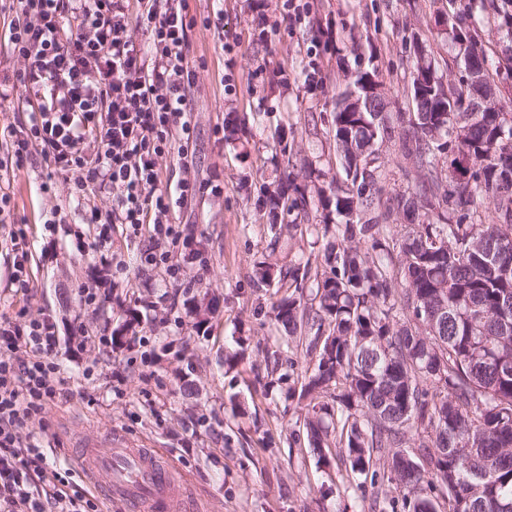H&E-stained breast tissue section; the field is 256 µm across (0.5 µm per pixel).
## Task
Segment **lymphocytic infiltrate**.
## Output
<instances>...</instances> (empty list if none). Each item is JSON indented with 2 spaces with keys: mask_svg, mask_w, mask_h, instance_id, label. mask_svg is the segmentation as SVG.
Listing matches in <instances>:
<instances>
[{
  "mask_svg": "<svg viewBox=\"0 0 512 512\" xmlns=\"http://www.w3.org/2000/svg\"><path fill=\"white\" fill-rule=\"evenodd\" d=\"M6 27L0 49L21 64L30 114L27 125L0 129L11 158L20 164L40 154L69 175L78 199L111 195V208H90L99 243L113 225L135 232L153 225L155 245L144 261L176 272L166 243L192 239L168 215L205 192L194 181L164 184L158 169L159 158L187 151L193 138L197 71L187 48L195 23L185 0H12ZM140 31L148 35L143 46ZM19 342L27 361L0 357V512H98L91 500L69 495L65 476L19 437L62 385L52 323L21 324L1 313L0 349Z\"/></svg>",
  "mask_w": 512,
  "mask_h": 512,
  "instance_id": "lymphocytic-infiltrate-1",
  "label": "lymphocytic infiltrate"
}]
</instances>
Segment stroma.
<instances>
[{"instance_id":"35a3bbf8","label":"stroma","mask_w":512,"mask_h":512,"mask_svg":"<svg viewBox=\"0 0 512 512\" xmlns=\"http://www.w3.org/2000/svg\"><path fill=\"white\" fill-rule=\"evenodd\" d=\"M464 0H310L311 13L296 28L283 19L282 0H223L222 51L213 31L196 27L189 56L201 61L190 94L194 140L187 157L159 160L162 182L214 181L220 193L204 194L170 213L193 237L194 259L175 252L177 277L142 264L153 244L151 229L131 234L112 227L98 246L85 203L69 195L64 175L33 155L10 168L0 213V312L13 318L44 315L54 326V360L65 398L47 405L30 429L50 462L67 470L70 490L100 512H128L106 501L73 460L86 439L113 435L157 449L187 482L202 512H373L370 493L356 490L344 464L318 465L307 443H290L300 411L287 386L265 390L266 345L275 335L268 312L271 291L253 288V263L264 253L267 216L257 206L262 186H276L285 158L336 166L325 123L345 87V70L377 66L396 112L408 111L402 90L413 68L405 38L417 34L440 73L453 74L455 53L434 19ZM267 21L255 31L257 17ZM315 80H307L310 60ZM247 116L245 131L228 134L225 123ZM23 232L28 291L13 278V232ZM97 300L88 305L82 287ZM208 289L215 300L205 335L194 329L186 300ZM134 309L135 322L126 311ZM123 330L124 342L112 343ZM248 337L246 359L224 362L231 336ZM192 393H184V385Z\"/></svg>"}]
</instances>
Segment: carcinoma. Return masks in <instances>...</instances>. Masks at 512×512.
<instances>
[{"instance_id":"cac0c4a2","label":"carcinoma","mask_w":512,"mask_h":512,"mask_svg":"<svg viewBox=\"0 0 512 512\" xmlns=\"http://www.w3.org/2000/svg\"><path fill=\"white\" fill-rule=\"evenodd\" d=\"M446 34L488 63L486 38L512 40V0H467ZM495 75L512 80V43ZM466 77L462 66L421 93L410 79L411 112H350L342 91L328 186L305 158L262 191L269 255L304 225L326 239L315 261L255 264L254 285L278 294L267 376L303 354L298 433L356 489L402 493L391 512H512V271L495 263L512 249V98L488 109ZM390 144L404 160L394 194ZM403 217L411 228L395 239ZM211 309L192 302L196 330Z\"/></svg>"}]
</instances>
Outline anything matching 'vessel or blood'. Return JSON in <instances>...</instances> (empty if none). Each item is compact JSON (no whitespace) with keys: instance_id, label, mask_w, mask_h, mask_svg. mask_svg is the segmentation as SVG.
Segmentation results:
<instances>
[{"instance_id":"b4317fda","label":"vessel or blood","mask_w":512,"mask_h":512,"mask_svg":"<svg viewBox=\"0 0 512 512\" xmlns=\"http://www.w3.org/2000/svg\"><path fill=\"white\" fill-rule=\"evenodd\" d=\"M82 469L134 512H170L185 489L161 455L150 448L117 440L108 446L87 443Z\"/></svg>"}]
</instances>
